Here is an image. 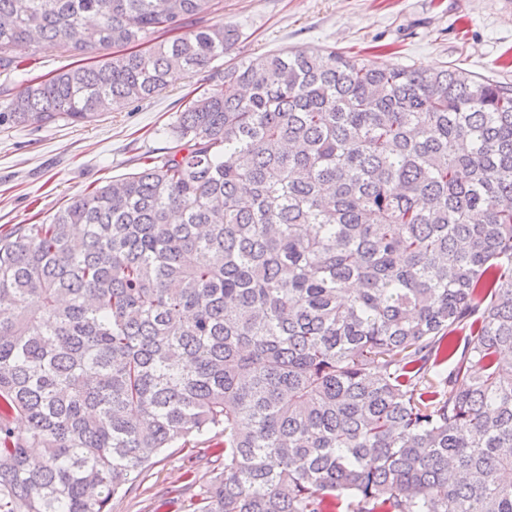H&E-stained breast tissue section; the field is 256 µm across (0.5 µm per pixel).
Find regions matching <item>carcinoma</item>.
<instances>
[{"label": "carcinoma", "instance_id": "cac0c4a2", "mask_svg": "<svg viewBox=\"0 0 512 512\" xmlns=\"http://www.w3.org/2000/svg\"><path fill=\"white\" fill-rule=\"evenodd\" d=\"M213 7L0 0V74L99 55L0 126L209 81L165 156L0 229V512H111L213 430L197 512H512V86L319 47L222 68ZM12 54L23 62V70L18 72L15 78L10 82H4V77H0V87H7V92L0 94V105L10 96L19 93L33 79H47L54 74V71L63 66H74L76 64L92 61L91 56H77L68 53H61L58 50L47 49L36 51L33 47L17 46L13 48ZM3 84V85H2ZM2 85V86H1ZM0 89V90H1Z\"/></svg>", "mask_w": 512, "mask_h": 512}]
</instances>
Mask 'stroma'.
<instances>
[{
  "mask_svg": "<svg viewBox=\"0 0 512 512\" xmlns=\"http://www.w3.org/2000/svg\"><path fill=\"white\" fill-rule=\"evenodd\" d=\"M204 22L241 31L230 53L237 62L322 46L382 67H457L512 85V0H219ZM12 53L23 66L0 103L30 80L81 61L54 49L18 46ZM207 86L203 76L180 73L153 98L91 123L0 127V225L50 221L70 198L135 172L139 156L162 155L188 93ZM219 440L210 432L196 447L166 449L113 497L111 512H193L188 475L210 479L211 447Z\"/></svg>",
  "mask_w": 512,
  "mask_h": 512,
  "instance_id": "35a3bbf8",
  "label": "stroma"
}]
</instances>
